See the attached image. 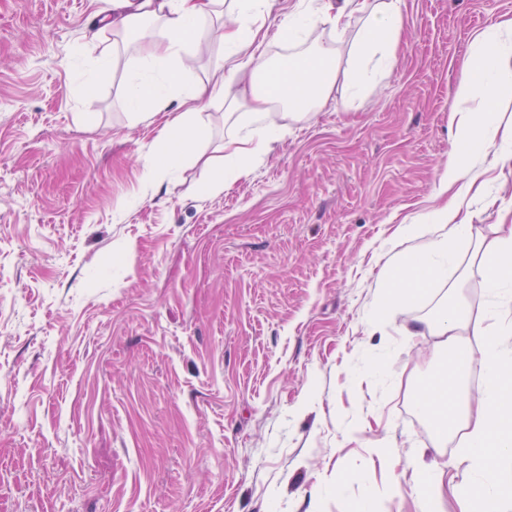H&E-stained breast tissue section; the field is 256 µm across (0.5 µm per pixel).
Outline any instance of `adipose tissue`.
<instances>
[{"label":"adipose tissue","instance_id":"1","mask_svg":"<svg viewBox=\"0 0 512 512\" xmlns=\"http://www.w3.org/2000/svg\"><path fill=\"white\" fill-rule=\"evenodd\" d=\"M223 0H112L113 31L127 32L145 21L154 22L152 52L128 70L124 102L135 112L160 118L164 151L150 159V166L173 170L192 153L203 128L194 122L204 96L223 97L237 115L240 131L224 142V164L217 169L212 186L223 191L238 179L246 161L278 141L284 126L267 105L271 95L298 114L328 98L342 87L347 98L357 96L378 72L397 56L405 31L402 0H321L318 8L300 7L283 17L278 33L292 43L319 24L331 25L337 40H344L352 17L362 25L350 51L347 66H339L328 49L315 50L309 62L268 67L254 52L255 42L266 35L256 21L264 0H232L234 24L221 27L216 36L225 49L229 67L217 70L212 84L192 88L184 84L192 47L201 33L200 24L215 13ZM479 53L461 64L456 91L458 104L448 114L456 146L443 165L439 192L445 204L432 210V223L403 224L401 233L427 237L420 251L398 258L386 266L379 306L400 307L415 300L427 286L446 280L449 266L457 261V243L475 238V269L488 290V324H481L472 308L453 301L446 313L425 321L437 339L444 368L417 384L413 392L417 411L437 420V436L462 434L467 451L464 459L480 477L479 487L444 482L433 464L422 467L416 495L425 512L451 495L461 512H512V318L504 308L512 306V224H497L492 236L477 235L467 222V196L481 190L491 166H512V121H503L500 106L511 100L499 78L512 65V18L492 21L474 39ZM264 76L267 91L253 92L243 102L239 87L247 79ZM485 95L477 108L465 107L474 86ZM480 336L471 348L467 333ZM480 363L482 380L478 393L467 391L465 381L473 363Z\"/></svg>","mask_w":512,"mask_h":512}]
</instances>
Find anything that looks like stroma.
I'll use <instances>...</instances> for the list:
<instances>
[{"label":"stroma","instance_id":"35a3bbf8","mask_svg":"<svg viewBox=\"0 0 512 512\" xmlns=\"http://www.w3.org/2000/svg\"><path fill=\"white\" fill-rule=\"evenodd\" d=\"M403 11L401 53L352 106L337 90L286 120L214 193L223 99L176 173L148 167L158 127L123 96L149 39L112 33V0H0V512H352L370 489L377 512H420L436 429L412 393L441 361L409 330L451 297L482 313L486 288L475 273L382 313L378 276L426 244L397 229L427 223L460 63L512 0ZM233 21H205L193 81L223 65L209 31ZM468 221L512 222V167ZM374 315L384 336L365 334ZM372 360L383 380L355 383ZM365 420L381 426L345 441Z\"/></svg>","mask_w":512,"mask_h":512}]
</instances>
